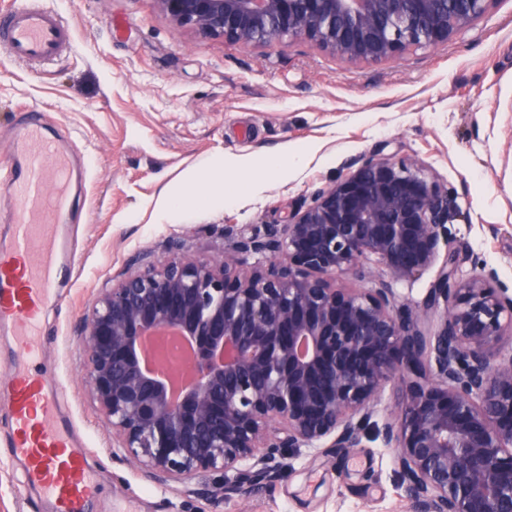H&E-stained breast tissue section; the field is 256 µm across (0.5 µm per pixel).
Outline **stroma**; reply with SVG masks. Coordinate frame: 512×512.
Segmentation results:
<instances>
[{
  "mask_svg": "<svg viewBox=\"0 0 512 512\" xmlns=\"http://www.w3.org/2000/svg\"><path fill=\"white\" fill-rule=\"evenodd\" d=\"M69 25L73 47L41 67L0 50V175L14 155L27 107L88 170L69 224L74 263L40 321V353L58 383L57 404L97 476L87 512H409L394 453L365 442L341 458L302 449L286 479L248 501L224 499L221 473L167 486L112 446L84 384L82 315L99 289L147 252L224 249V227L266 231L309 203L347 161L379 151L422 165L459 214L453 239L467 260L512 287V0H500L448 43L412 47L388 62H345L307 42L241 45L175 27L154 0H41ZM301 149L305 160L241 191L221 208L192 207L157 222L162 191L202 159L254 163ZM15 336L0 332V512H49L11 452Z\"/></svg>",
  "mask_w": 512,
  "mask_h": 512,
  "instance_id": "1",
  "label": "stroma"
}]
</instances>
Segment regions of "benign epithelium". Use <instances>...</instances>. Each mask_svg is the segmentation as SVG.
Here are the masks:
<instances>
[{"label":"benign epithelium","instance_id":"1","mask_svg":"<svg viewBox=\"0 0 512 512\" xmlns=\"http://www.w3.org/2000/svg\"><path fill=\"white\" fill-rule=\"evenodd\" d=\"M154 2L230 43L385 62L448 42L497 0ZM347 169L265 235L226 224L222 254L151 252L98 292L84 383L113 447L161 483L221 470L224 498L246 501L285 477L282 449L335 457L371 436L394 449L413 512H512V289L486 264L457 277L456 200L418 164L373 153ZM434 266L423 304L399 302L393 283ZM151 336L191 347L189 381L174 387L182 370L151 359Z\"/></svg>","mask_w":512,"mask_h":512}]
</instances>
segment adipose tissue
Instances as JSON below:
<instances>
[{
    "label": "adipose tissue",
    "instance_id": "adipose-tissue-1",
    "mask_svg": "<svg viewBox=\"0 0 512 512\" xmlns=\"http://www.w3.org/2000/svg\"><path fill=\"white\" fill-rule=\"evenodd\" d=\"M228 172L246 176L249 184L257 182L249 158L241 157L229 163L220 159L200 163L187 170L176 186L163 192L158 201L160 215L171 220L193 205L223 204L224 175Z\"/></svg>",
    "mask_w": 512,
    "mask_h": 512
}]
</instances>
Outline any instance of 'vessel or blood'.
Segmentation results:
<instances>
[{"label":"vessel or blood","instance_id":"1","mask_svg":"<svg viewBox=\"0 0 512 512\" xmlns=\"http://www.w3.org/2000/svg\"><path fill=\"white\" fill-rule=\"evenodd\" d=\"M69 45V29L55 9L38 0H14L0 19V49L30 63L48 64ZM16 154L0 187L20 203L12 249L0 250V328L18 338L21 361L12 372L13 452L27 464L31 483L52 502L54 512H85L95 477L86 451L57 410L55 380L35 368L37 328L68 260L58 229L70 216L69 176L73 161L48 139L37 118L15 130Z\"/></svg>","mask_w":512,"mask_h":512}]
</instances>
